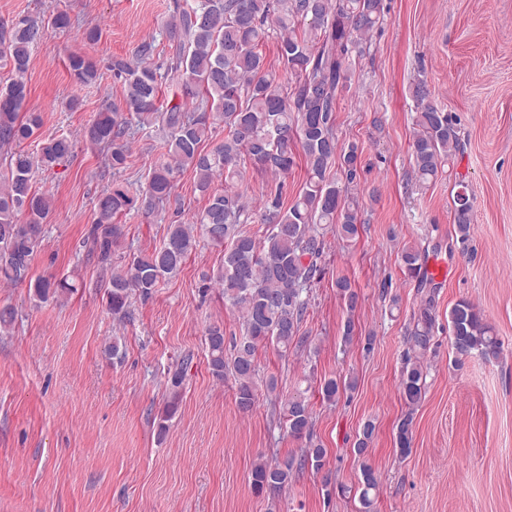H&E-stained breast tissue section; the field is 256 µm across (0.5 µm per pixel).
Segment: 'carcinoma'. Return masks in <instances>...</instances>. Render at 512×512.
I'll list each match as a JSON object with an SVG mask.
<instances>
[{
    "mask_svg": "<svg viewBox=\"0 0 512 512\" xmlns=\"http://www.w3.org/2000/svg\"><path fill=\"white\" fill-rule=\"evenodd\" d=\"M384 21L383 0H197L182 4L174 0L163 35L170 48L166 61L149 62L153 45L141 46L138 57L114 56L108 70L123 79V103L98 113L88 130L90 141L106 150L110 166L118 171L130 158L133 127L155 128L164 133L167 158L156 163L142 193L133 194L122 185L100 198L95 224L82 242L87 256L109 271L104 280L107 309L122 319L129 313L135 295L148 298L167 279L175 277L196 247V236L224 248V261L216 274L205 276L223 288L224 299L242 319V336L226 342L224 328L207 329L208 364L212 375L222 380L231 374L236 384V402L243 412L256 402L259 350L274 345L281 353L307 345L300 333L309 293L321 275L326 250L323 226L334 224L340 236L358 234L361 207L349 193L358 177L360 148L351 143L338 148L335 125L338 94L348 82L354 59L362 58L374 32ZM70 25L60 13L46 22L23 17L0 24V65L11 74L0 85V281L15 286L33 285V295L46 302L73 292L66 278L32 280L35 254L44 238V224L51 210L50 197L36 190L34 167L51 170L65 164L74 144L59 135L42 142L37 155L24 149L42 123L36 112L25 111L26 73L31 48L48 27ZM274 38L279 60L288 69V81L267 64L262 47ZM68 67L79 85L97 83L102 74L87 55L74 54ZM179 90L185 102L166 110L158 106L159 88ZM416 103L415 131L410 144L418 181L425 185L460 148L458 128L448 113L431 100L427 82L412 86ZM224 124V140L204 147L214 125ZM302 156L306 179L289 205L283 202V184L267 193L261 223L265 235L256 239L243 229L253 223L254 210L237 190L213 188L214 179L234 183L246 164L275 175L286 176ZM340 165L345 181L331 175ZM194 173L196 189L207 196L204 208L189 224H170L162 243L149 252H138L123 265H113V255L125 236L116 219L131 210L151 211L170 201L178 175ZM455 233L467 242L473 231V205L465 190L454 197ZM421 253L413 246L401 254L405 274L419 276ZM350 318L344 330L351 341L359 306V294L346 278L336 280ZM435 326V298H426L413 315L407 338L409 355L403 367L399 391L409 408L425 393L424 357ZM451 348L456 357L474 353L496 359L501 342L480 311L467 299L458 300L448 316ZM185 368L169 377V395L164 422L179 409ZM355 388V382L330 378L320 386L322 399L333 403L339 393ZM288 434L307 440L304 453L283 461H260L252 469L255 493L276 498L306 467L321 470L326 449L311 437V411L304 392L297 390L282 400ZM413 417L405 414L397 424L396 444L401 455L411 451ZM375 426L367 421L360 429L353 453L365 457ZM359 502L361 512H374L379 487L371 466L361 464Z\"/></svg>",
    "mask_w": 512,
    "mask_h": 512,
    "instance_id": "carcinoma-1",
    "label": "carcinoma"
}]
</instances>
